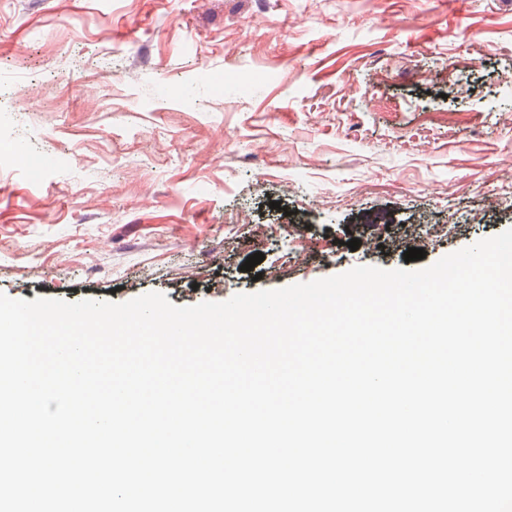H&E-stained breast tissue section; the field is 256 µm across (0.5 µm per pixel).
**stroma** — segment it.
<instances>
[{
	"label": "stroma",
	"mask_w": 512,
	"mask_h": 512,
	"mask_svg": "<svg viewBox=\"0 0 512 512\" xmlns=\"http://www.w3.org/2000/svg\"><path fill=\"white\" fill-rule=\"evenodd\" d=\"M510 111L512 0H0V293L429 266L512 228Z\"/></svg>",
	"instance_id": "stroma-1"
}]
</instances>
